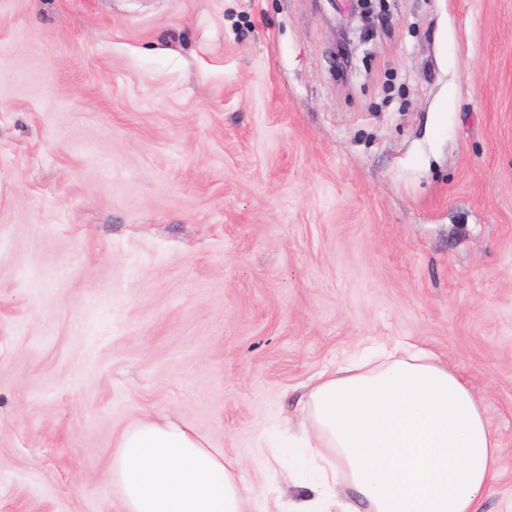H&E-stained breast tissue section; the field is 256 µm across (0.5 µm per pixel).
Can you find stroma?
I'll list each match as a JSON object with an SVG mask.
<instances>
[{"instance_id": "obj_1", "label": "stroma", "mask_w": 512, "mask_h": 512, "mask_svg": "<svg viewBox=\"0 0 512 512\" xmlns=\"http://www.w3.org/2000/svg\"><path fill=\"white\" fill-rule=\"evenodd\" d=\"M0 0V512H119L141 416L298 497L299 386L408 336L501 440L512 512V0ZM371 0H352V8L339 21L335 29L334 56L346 63L351 69L352 61L359 47L366 42L367 36L384 21L385 4L378 1V8ZM337 35V36H336Z\"/></svg>"}]
</instances>
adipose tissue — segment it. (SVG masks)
I'll use <instances>...</instances> for the list:
<instances>
[{"label":"adipose tissue","mask_w":512,"mask_h":512,"mask_svg":"<svg viewBox=\"0 0 512 512\" xmlns=\"http://www.w3.org/2000/svg\"><path fill=\"white\" fill-rule=\"evenodd\" d=\"M300 439L282 453L305 489L277 512H482L501 443L447 361L407 338L305 385ZM121 512H246L224 452L169 419L143 417L114 443Z\"/></svg>","instance_id":"adipose-tissue-1"}]
</instances>
